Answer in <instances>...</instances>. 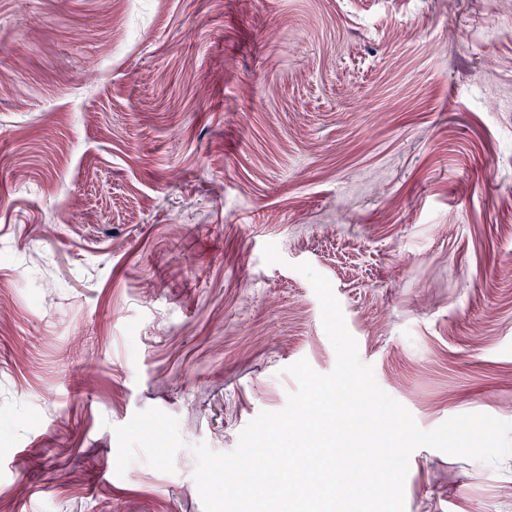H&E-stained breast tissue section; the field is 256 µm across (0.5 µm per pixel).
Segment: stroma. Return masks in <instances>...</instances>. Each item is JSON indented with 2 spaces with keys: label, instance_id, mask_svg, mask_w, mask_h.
Instances as JSON below:
<instances>
[{
  "label": "stroma",
  "instance_id": "obj_1",
  "mask_svg": "<svg viewBox=\"0 0 512 512\" xmlns=\"http://www.w3.org/2000/svg\"><path fill=\"white\" fill-rule=\"evenodd\" d=\"M301 262L420 428L512 422V0H0V512H204L192 445L335 367Z\"/></svg>",
  "mask_w": 512,
  "mask_h": 512
}]
</instances>
